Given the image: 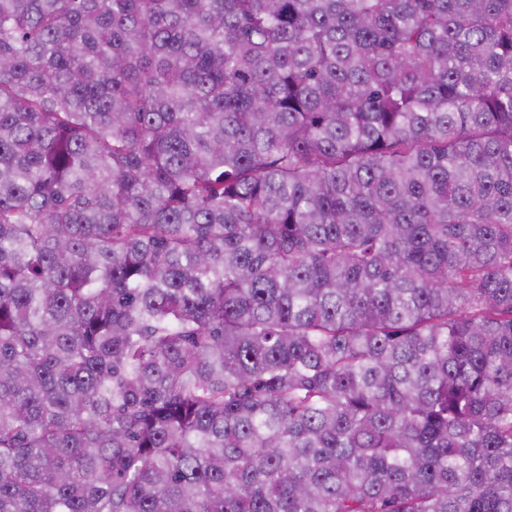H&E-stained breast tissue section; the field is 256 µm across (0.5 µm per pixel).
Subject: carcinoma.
<instances>
[{
    "instance_id": "carcinoma-1",
    "label": "carcinoma",
    "mask_w": 512,
    "mask_h": 512,
    "mask_svg": "<svg viewBox=\"0 0 512 512\" xmlns=\"http://www.w3.org/2000/svg\"><path fill=\"white\" fill-rule=\"evenodd\" d=\"M0 512H512V0H0Z\"/></svg>"
}]
</instances>
